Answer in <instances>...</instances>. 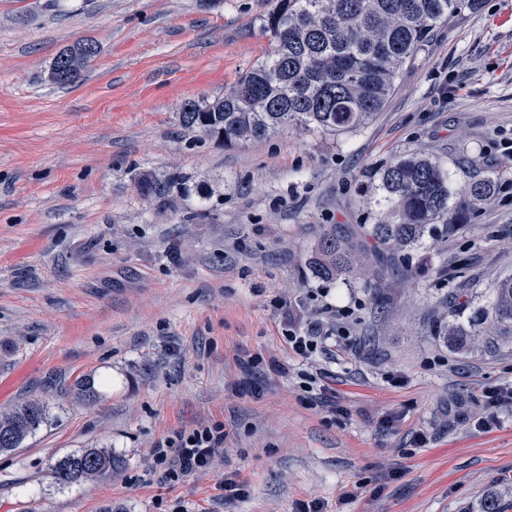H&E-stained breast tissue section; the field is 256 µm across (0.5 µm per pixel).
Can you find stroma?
Listing matches in <instances>:
<instances>
[{
	"mask_svg": "<svg viewBox=\"0 0 512 512\" xmlns=\"http://www.w3.org/2000/svg\"><path fill=\"white\" fill-rule=\"evenodd\" d=\"M275 2L0 0V411L48 407L0 451V512H479L492 495L512 512V412L474 420L486 390L512 386V343L457 351L435 334L450 291L484 303L512 275V0L438 29L355 132L226 147L185 129L187 101L270 52ZM80 39L98 55L54 84V57ZM407 154L457 190L497 176V193L453 237L425 238L403 280L369 257L374 289L314 279L323 232L379 214L366 170ZM290 324L355 342L303 361ZM214 423L209 469L146 482L152 448ZM85 448L127 464L54 483L52 464ZM230 475L245 498L225 501Z\"/></svg>",
	"mask_w": 512,
	"mask_h": 512,
	"instance_id": "stroma-1",
	"label": "stroma"
}]
</instances>
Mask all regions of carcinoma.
Listing matches in <instances>:
<instances>
[{
    "mask_svg": "<svg viewBox=\"0 0 512 512\" xmlns=\"http://www.w3.org/2000/svg\"><path fill=\"white\" fill-rule=\"evenodd\" d=\"M480 0H277L263 16L273 51L243 74L224 95L191 101L182 124L226 146L258 140L280 130L313 133L357 131L385 106L403 65L437 28ZM81 39L61 49L50 67L59 85L78 82L98 52H83ZM368 186L381 195L384 210L358 230L323 233L309 261L322 281L360 279L358 256L371 251L386 259L394 278L407 275L409 251L437 225L453 234L495 194L490 177L474 176L450 203L448 173L422 155L391 160L367 172ZM455 322L444 328L450 347L465 351L486 328L493 339L512 338V277L501 279L484 305L464 299L450 303ZM36 401L0 413V450L19 447L46 419ZM125 460L110 449L85 448L57 460L50 469L60 485L80 484L121 469Z\"/></svg>",
    "mask_w": 512,
    "mask_h": 512,
    "instance_id": "obj_1",
    "label": "carcinoma"
}]
</instances>
